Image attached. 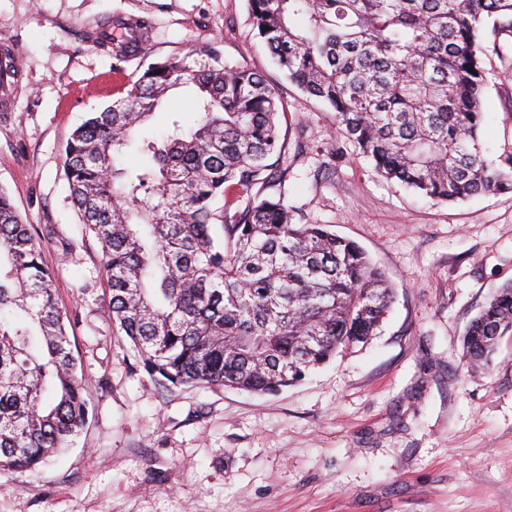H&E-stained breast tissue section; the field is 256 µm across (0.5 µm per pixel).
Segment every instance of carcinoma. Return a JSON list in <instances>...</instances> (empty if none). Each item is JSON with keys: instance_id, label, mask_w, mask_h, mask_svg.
<instances>
[{"instance_id": "1", "label": "carcinoma", "mask_w": 512, "mask_h": 512, "mask_svg": "<svg viewBox=\"0 0 512 512\" xmlns=\"http://www.w3.org/2000/svg\"><path fill=\"white\" fill-rule=\"evenodd\" d=\"M250 25L288 80L335 113L376 174L442 203L512 190V156L480 140L488 88L480 33L512 32V0H247ZM117 59L147 27L117 21ZM198 115L159 138L138 129L173 90ZM285 105L217 46L151 62L64 149L81 223L101 243L108 317L162 387L275 394L367 342L394 289L355 241L298 224L265 195L280 170ZM135 148L143 162L131 167ZM67 316L31 225L0 191V472H35L89 416ZM512 336V282L472 320L470 369Z\"/></svg>"}]
</instances>
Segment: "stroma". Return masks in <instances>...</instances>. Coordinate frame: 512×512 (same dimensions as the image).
I'll return each mask as SVG.
<instances>
[{"label":"stroma","mask_w":512,"mask_h":512,"mask_svg":"<svg viewBox=\"0 0 512 512\" xmlns=\"http://www.w3.org/2000/svg\"><path fill=\"white\" fill-rule=\"evenodd\" d=\"M117 18L151 24L126 76L215 44L278 89L288 178L269 195L358 242L395 288L368 344L272 396L166 390L143 370L63 171L72 130L117 96L92 39ZM1 41L23 79L0 112V189L55 274L89 417L39 472L0 473V512H512V336L489 369L462 360L470 321L512 281V191L442 204L379 178L253 39L246 0H0ZM483 44L481 142L497 162L512 154V34L486 27Z\"/></svg>","instance_id":"35a3bbf8"}]
</instances>
